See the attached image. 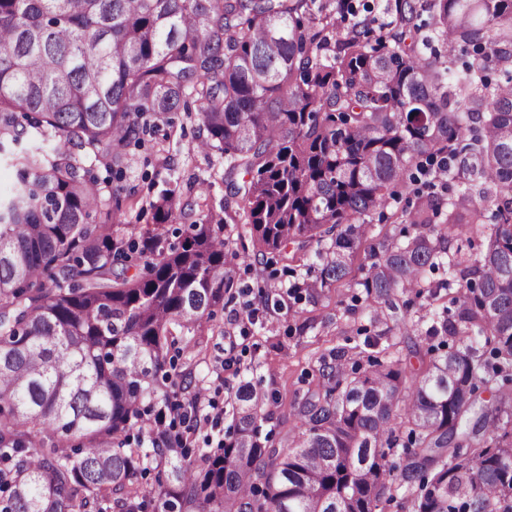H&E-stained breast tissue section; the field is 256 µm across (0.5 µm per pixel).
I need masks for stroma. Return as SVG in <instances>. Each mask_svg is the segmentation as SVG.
<instances>
[{"mask_svg":"<svg viewBox=\"0 0 512 512\" xmlns=\"http://www.w3.org/2000/svg\"><path fill=\"white\" fill-rule=\"evenodd\" d=\"M204 136L195 109L174 114L172 120H157L142 146L129 150L123 169L120 194L122 208L131 223L146 227L152 221L150 204L168 185L181 188L183 198L198 195L200 182H207L209 204H224L225 162L220 154H204L197 144ZM429 178L421 174L414 188L403 190L396 203L371 215L365 225L367 243L383 239L402 240L412 226L401 219L411 209L416 191H427ZM223 236L236 252V285L232 297L215 312L204 351L194 360V373L204 388L199 416L198 445H217L232 421V395L236 372L259 382L268 399L261 427L275 446H283L297 421L290 416L293 402L316 389L319 359L341 350L347 363H366L368 357L398 359L403 366L418 367L420 351L430 341L426 335L431 318L423 317V306L442 312L447 294L433 303L414 294L398 295V307L420 317L414 332L399 333L393 319L373 321L358 282L365 250H358L349 276L342 282L297 295L296 286L307 278L302 267L265 261L242 225L225 224Z\"/></svg>","mask_w":512,"mask_h":512,"instance_id":"obj_1","label":"stroma"}]
</instances>
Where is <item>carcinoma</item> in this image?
I'll list each match as a JSON object with an SVG mask.
<instances>
[{
	"label": "carcinoma",
	"instance_id": "obj_1",
	"mask_svg": "<svg viewBox=\"0 0 512 512\" xmlns=\"http://www.w3.org/2000/svg\"><path fill=\"white\" fill-rule=\"evenodd\" d=\"M395 11L372 39L354 0H0V153L17 171L0 197V512H384L398 481L417 486L412 512H512V0ZM436 42L468 59L451 69ZM190 97L232 220L308 272L320 245L313 288L350 273L367 218L414 172L474 182L417 194L416 231L371 247L359 281L377 317L400 292L451 293L456 346L410 374L322 358L328 386L293 409L283 448L261 441L242 379L224 442L196 447L202 388L173 371L234 288L227 219L201 214L171 242L194 203L165 189L139 248L121 187L92 172L121 174ZM481 389L493 407L469 431Z\"/></svg>",
	"mask_w": 512,
	"mask_h": 512
}]
</instances>
